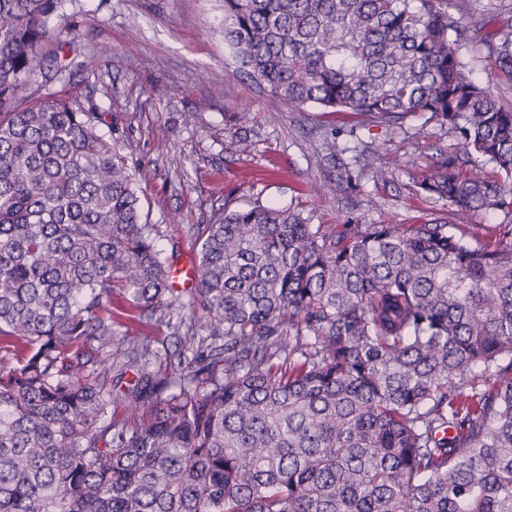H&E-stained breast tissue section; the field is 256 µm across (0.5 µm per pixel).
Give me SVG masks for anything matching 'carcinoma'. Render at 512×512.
<instances>
[{
    "label": "carcinoma",
    "instance_id": "carcinoma-1",
    "mask_svg": "<svg viewBox=\"0 0 512 512\" xmlns=\"http://www.w3.org/2000/svg\"><path fill=\"white\" fill-rule=\"evenodd\" d=\"M62 4L0 0V512H512V226L335 233L255 201L193 227L179 290L96 109L19 98L74 50L48 25ZM224 42L275 107L428 115L460 148L412 162L418 188L461 218L512 214V107L462 54L512 86V10L224 0ZM345 133L318 190L388 182L373 140L343 161ZM115 294L206 333L132 341L104 315ZM464 57L473 69V74L476 79L487 84L490 81L491 89L494 94L498 96L505 104L512 103V87L498 83L492 74L491 64L483 58L484 55L478 54L475 51L463 50Z\"/></svg>",
    "mask_w": 512,
    "mask_h": 512
}]
</instances>
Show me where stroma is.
<instances>
[{
  "instance_id": "35a3bbf8",
  "label": "stroma",
  "mask_w": 512,
  "mask_h": 512,
  "mask_svg": "<svg viewBox=\"0 0 512 512\" xmlns=\"http://www.w3.org/2000/svg\"><path fill=\"white\" fill-rule=\"evenodd\" d=\"M223 12L224 0H67L49 25L61 39H75L70 65L61 71L48 62V77L21 96L98 107L99 134H122L125 154L145 174L143 211L159 227L161 248L177 261L194 254L192 225L255 201L300 210L336 231L447 217V203L412 181L417 154L405 132L421 130L419 145L429 153L456 149L458 141L421 114L401 130L357 128L360 139L380 144L390 183L365 178L351 194L316 195L312 183L334 173L317 164L321 144L343 116L312 106L270 109L263 87L241 72L224 43ZM236 112L246 120L234 121ZM112 325L134 339L175 342L172 326L118 306Z\"/></svg>"
}]
</instances>
